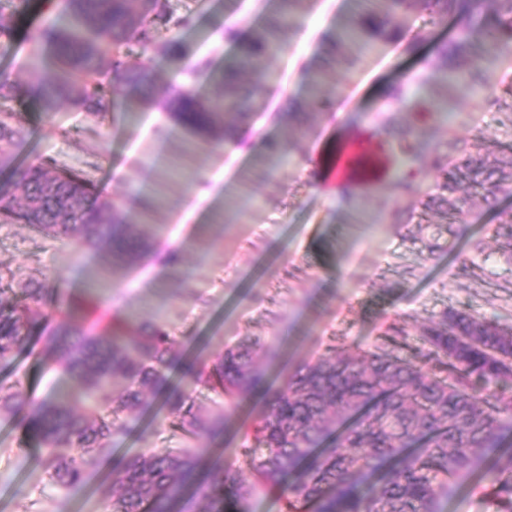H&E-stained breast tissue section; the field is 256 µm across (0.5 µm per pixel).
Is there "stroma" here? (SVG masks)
<instances>
[{
  "label": "stroma",
  "instance_id": "1",
  "mask_svg": "<svg viewBox=\"0 0 512 512\" xmlns=\"http://www.w3.org/2000/svg\"><path fill=\"white\" fill-rule=\"evenodd\" d=\"M166 15L147 54L158 85L192 84L196 94L218 91L224 60L253 29L275 12L277 0H160ZM47 6L34 0L28 13L5 5L15 30L9 50H0V72L24 85L50 80L53 65L33 68L24 43ZM355 0H306L293 35L278 54L254 61L246 75L271 73L279 90L258 96L238 131V150L191 138L161 107L131 112L128 91L115 85L113 111L77 112L58 103L45 114L34 97L15 102L28 128L15 156L41 155L83 171L96 184L100 201L124 208L143 237L155 238L153 252L136 265L112 268L105 253L64 244L23 224L0 223V273L11 283L45 279L58 287L43 301L53 307L64 296L80 308L86 323L116 310L169 330L180 348L210 356L260 337H278L289 367L339 351L353 354L396 338L407 355L419 345L424 328L447 311H472L512 327V261L494 236L512 196L475 202L457 235H441L434 250L423 249L417 227L440 223L426 204L443 179L434 161L456 138L461 154L495 158L512 147V42L484 75L485 89L466 93L448 117L431 112L418 90L419 78L436 65L434 44L448 35V24H426L412 10L398 15L389 34L369 48L361 66L344 73L328 68V48ZM181 46L182 62L209 60V70L189 81L181 64L163 50L165 41ZM325 70L323 94L332 108L293 114L294 98L304 96L309 73ZM416 92L415 112L390 108L396 89ZM367 121L378 133L407 134L418 152L410 167L325 198L301 171L309 152L333 146L337 133ZM278 149L283 157L271 174L255 165L258 154ZM410 175L413 197L398 196L396 183ZM152 203L142 212L140 200ZM180 261L165 263L168 252ZM402 328L394 336V328ZM21 352L0 364V386H21L36 398L67 378L45 372L38 353ZM153 410L130 420V432L113 450L102 452L81 490L60 487L39 453L12 421L0 418V512H108L114 466L124 454L190 446L178 428L153 420ZM492 489L474 474L449 499L444 512H496Z\"/></svg>",
  "mask_w": 512,
  "mask_h": 512
}]
</instances>
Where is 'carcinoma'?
<instances>
[{
    "label": "carcinoma",
    "mask_w": 512,
    "mask_h": 512,
    "mask_svg": "<svg viewBox=\"0 0 512 512\" xmlns=\"http://www.w3.org/2000/svg\"><path fill=\"white\" fill-rule=\"evenodd\" d=\"M157 0H61L63 20L34 26L26 40L32 54L48 48L56 72L41 84L44 111L60 101L97 114L111 111L112 84L120 82L138 97L135 105L155 102V76L143 50L155 40ZM306 0H280L269 17L224 61L221 92L201 98L180 88L166 96L172 117L199 141L210 144L231 133L223 115L245 110L251 91L243 83L258 55L282 50ZM499 32L487 31L474 14L479 0H364L354 21L336 35L329 62L350 71L361 62L362 46L383 34L384 20L421 7L434 24L448 15L461 19L453 40L441 46L439 63L421 87L435 96L433 111L443 114L498 57L502 37L512 34V0H494ZM323 72L308 76L305 102L321 101ZM31 93L0 73V166L11 177L0 186V223L25 224L59 241L76 240L104 250L113 262L138 261L152 249L118 206L98 202L94 183L81 171L50 156L15 162L14 148L28 135L24 117L7 102ZM391 104L412 111L417 96L400 90ZM370 159L354 153L345 161L346 177H364ZM448 167L434 202L447 205L448 233L468 223L473 201L512 193V153L488 161L468 156ZM53 181L58 194L44 193ZM466 188L468 197L456 193ZM495 236L512 254V214ZM49 284L31 280L0 285V362L12 360L36 336L46 316L39 315ZM63 316L41 353L48 369H61L79 389L77 409L68 395L37 399L0 387V417L12 420L42 451V463L56 483L79 489L99 453L129 431L127 417L163 397V417L206 448L137 453L118 461L122 476L112 483V512H183L187 491L206 473L205 512H250L252 499L277 489L284 512H444V504L482 468L494 450L508 454L506 469L488 467L498 512H512V328L482 316L445 312L422 333L423 349L441 356L443 375L411 359L377 348L356 355L334 353L297 367L278 387L272 371L279 342L254 339L226 348L208 360L176 347L164 328L141 324L122 312L109 316L103 332L79 322L73 306L52 309ZM494 387H489V384ZM205 390L214 407L202 413L193 394ZM246 398L265 409L235 432L228 411ZM377 481L363 486L364 480Z\"/></svg>",
    "instance_id": "1"
}]
</instances>
